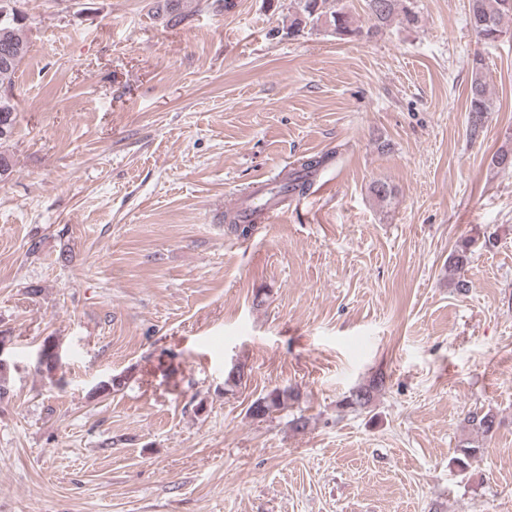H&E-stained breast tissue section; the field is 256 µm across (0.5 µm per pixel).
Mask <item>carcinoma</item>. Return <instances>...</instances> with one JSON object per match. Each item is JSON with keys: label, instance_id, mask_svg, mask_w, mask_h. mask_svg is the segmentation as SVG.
Here are the masks:
<instances>
[{"label": "carcinoma", "instance_id": "1", "mask_svg": "<svg viewBox=\"0 0 512 512\" xmlns=\"http://www.w3.org/2000/svg\"><path fill=\"white\" fill-rule=\"evenodd\" d=\"M469 26L476 38L492 44L512 35V0H468ZM369 25H359L349 6L343 0H290L294 9L288 30L299 33L306 28L311 30L327 27L339 39L367 40L379 35L393 20L403 25L418 22L413 0H364ZM29 18L16 8V0H0V88H14L18 66L29 48ZM484 63L476 55L471 62V80L468 91V113L470 135H477L490 107L488 88L483 76ZM17 103L14 97L0 94V142L9 140L16 123ZM328 162L326 156H309L301 159L298 167L289 171L282 180L276 182L277 192L301 196L307 190L308 181L316 177ZM476 241H460L448 257L449 267L457 280L454 288L459 293L469 291V281L463 277L470 264ZM59 353L55 343L46 339L39 353V364L47 371L56 368ZM383 385L379 377L349 392L341 403L355 411L365 410L371 404L374 394ZM296 398L289 387H275L257 397L249 406V414L254 419L263 420L285 407ZM464 422L468 429L481 437L491 434L496 425V417L490 411L472 410L467 412ZM484 449L472 441H465L460 448L462 459L459 463L468 466L483 458Z\"/></svg>", "mask_w": 512, "mask_h": 512}]
</instances>
